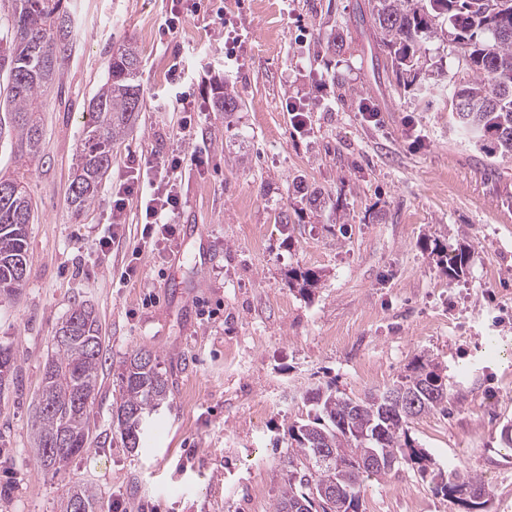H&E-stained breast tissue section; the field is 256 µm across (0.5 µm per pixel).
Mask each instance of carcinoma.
<instances>
[{
  "label": "carcinoma",
  "mask_w": 512,
  "mask_h": 512,
  "mask_svg": "<svg viewBox=\"0 0 512 512\" xmlns=\"http://www.w3.org/2000/svg\"><path fill=\"white\" fill-rule=\"evenodd\" d=\"M63 0H11L7 26L0 29V71L6 74L0 133L8 130L20 157L40 158L41 112L44 92L71 52V26ZM448 21V36L458 44L471 72L469 79L448 85L456 129L488 154L512 157V0H377L372 27L380 46L387 49L386 65L400 77L416 69L420 36L436 20ZM140 55L129 43L117 48L109 61L108 77L89 103L91 121L77 149L70 184V204L79 213L98 200L102 183L112 168V144L140 111L138 80ZM219 112H234L241 102L224 87L214 88ZM9 193L0 194V297L20 294L28 278V226L34 206L25 174L3 179ZM468 253L459 249L448 258V275L464 271ZM103 349L97 316L85 304L72 308L53 336L35 408V451L43 467L59 473L72 457L86 451L92 395L97 387ZM436 366L420 361L410 374L390 388L414 390L418 406L386 410L372 399L354 400L328 388L308 394L312 412L288 426V474L275 512H336L319 488L341 485L361 512L364 477L360 461L374 448H383L417 466L421 476L439 480L445 493L457 488L487 491L481 479L448 467L431 469V459L414 446L408 435L415 418L448 405V388ZM17 354L0 346V386L16 378ZM121 393L115 415L124 447L141 445V422L167 400L168 381L157 357L148 350L129 356L120 373ZM328 449L321 463L316 449ZM83 512H96L98 497L77 485L68 493L64 512L73 499Z\"/></svg>",
  "instance_id": "carcinoma-1"
}]
</instances>
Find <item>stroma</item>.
<instances>
[{"instance_id": "35a3bbf8", "label": "stroma", "mask_w": 512, "mask_h": 512, "mask_svg": "<svg viewBox=\"0 0 512 512\" xmlns=\"http://www.w3.org/2000/svg\"><path fill=\"white\" fill-rule=\"evenodd\" d=\"M171 0H68L72 50L42 114V161L0 137V177L24 173L35 204L29 276L0 301V344L18 354V386L0 395V512H61L69 489L95 490L104 512H274L288 470L289 424L307 391L355 400L385 391L419 358L448 381V412L409 426L434 469L457 465L512 512V159L490 163L449 124L426 86L466 78L444 30L420 39L414 81L378 69L364 20L371 0H206L162 34ZM223 28H215V17ZM140 54L142 109L112 148L98 202L69 204L76 146L113 50ZM223 84L242 102L213 111ZM303 103L295 128L287 102ZM379 117L364 120L361 104ZM200 136L181 143L185 112ZM204 149L187 172L174 243L139 242V196L120 241L97 251L128 156ZM140 243V242H139ZM465 248L463 274L446 255ZM138 275L121 280L129 261ZM317 272L300 291L296 270ZM92 305L105 364L89 447L65 471L33 452L35 396L58 324ZM155 354L168 400L124 447L113 421L123 361ZM361 512H469L400 463L364 481Z\"/></svg>"}]
</instances>
